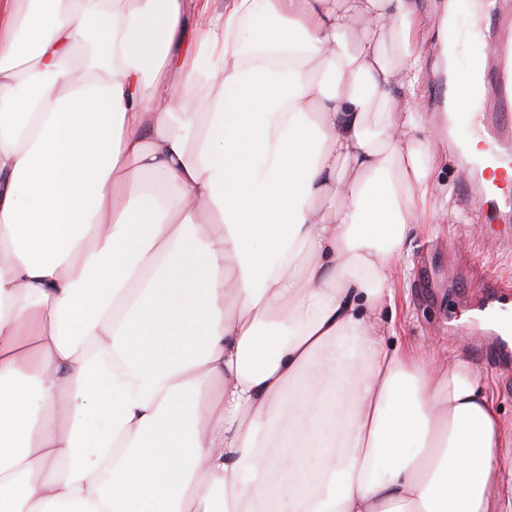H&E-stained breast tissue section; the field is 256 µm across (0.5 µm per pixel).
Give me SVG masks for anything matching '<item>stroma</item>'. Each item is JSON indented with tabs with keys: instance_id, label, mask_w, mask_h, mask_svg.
Masks as SVG:
<instances>
[{
	"instance_id": "obj_1",
	"label": "stroma",
	"mask_w": 512,
	"mask_h": 512,
	"mask_svg": "<svg viewBox=\"0 0 512 512\" xmlns=\"http://www.w3.org/2000/svg\"><path fill=\"white\" fill-rule=\"evenodd\" d=\"M459 174L453 155L437 169L435 203L459 216L423 225L409 257L395 270V307L383 312L395 330L388 343L394 348L422 343L448 352L461 350L480 373L501 421L512 430V370L498 369L477 356L470 336L455 329L461 313L480 297L484 282L512 283V244L492 234L475 209L451 198Z\"/></svg>"
}]
</instances>
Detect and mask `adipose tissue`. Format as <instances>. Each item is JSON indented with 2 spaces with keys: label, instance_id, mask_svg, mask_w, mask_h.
<instances>
[{
  "label": "adipose tissue",
  "instance_id": "obj_1",
  "mask_svg": "<svg viewBox=\"0 0 512 512\" xmlns=\"http://www.w3.org/2000/svg\"><path fill=\"white\" fill-rule=\"evenodd\" d=\"M426 25L0 0V512H512L474 370L382 316L436 215ZM438 74H441V71L438 68H429L421 84V94L423 97V103L426 111L425 113L427 116L426 131L424 135L421 137L426 143H434L439 147V149L444 150L445 146L448 145L447 141L441 138L435 120L433 118V113L437 112V110L435 100L432 94V87L435 82V79L438 77Z\"/></svg>",
  "mask_w": 512,
  "mask_h": 512
}]
</instances>
